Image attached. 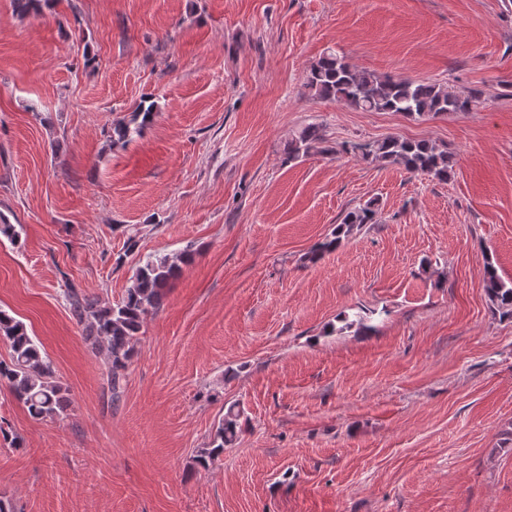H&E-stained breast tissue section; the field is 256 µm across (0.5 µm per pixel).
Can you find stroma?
Masks as SVG:
<instances>
[{"label":"stroma","mask_w":512,"mask_h":512,"mask_svg":"<svg viewBox=\"0 0 512 512\" xmlns=\"http://www.w3.org/2000/svg\"><path fill=\"white\" fill-rule=\"evenodd\" d=\"M482 93L412 119L319 99L310 66ZM512 0H0V309L71 401L32 418L0 385L15 512H512ZM152 124L125 148L113 121ZM320 125L329 153L286 146ZM402 136L447 181L343 152ZM374 202L317 262L344 214ZM139 230L123 252L127 226ZM192 249L111 405L69 286L118 302L139 260ZM364 316L368 330L343 329ZM242 432L199 468L230 404ZM153 105L147 107L140 105L131 112L128 118H123L112 123V135L110 143L112 147H124L135 136H140L143 131L153 122ZM374 202H367L364 205L355 207L348 211L341 219L340 224L336 225L334 235L330 239L318 243L310 252H308V261L316 262L323 253L335 249L341 241L349 236L354 226L358 227L361 224L374 223L376 216V209ZM482 281L490 305L501 320H512V281H504L491 261H486Z\"/></svg>","instance_id":"stroma-1"}]
</instances>
